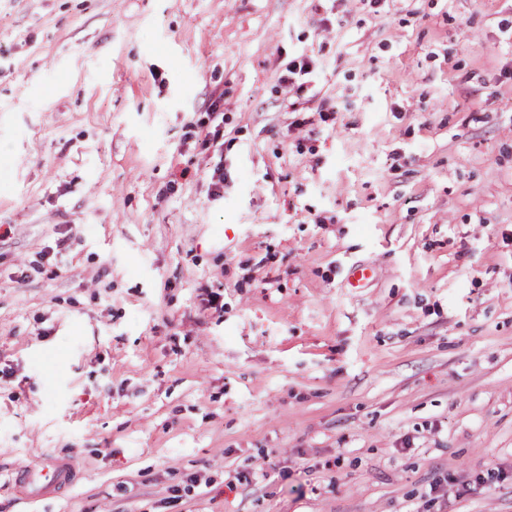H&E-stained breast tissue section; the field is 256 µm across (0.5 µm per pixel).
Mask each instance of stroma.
Returning a JSON list of instances; mask_svg holds the SVG:
<instances>
[{
	"label": "stroma",
	"mask_w": 512,
	"mask_h": 512,
	"mask_svg": "<svg viewBox=\"0 0 512 512\" xmlns=\"http://www.w3.org/2000/svg\"><path fill=\"white\" fill-rule=\"evenodd\" d=\"M0 173V512H512V0H0ZM319 66L313 55L304 52L297 56L288 58L279 72L278 80L288 86L297 87V91L308 88L313 91L311 98H315L320 92L317 90ZM22 475L16 478L27 491L29 498L43 497L51 490L61 489L73 480L71 464L62 459L51 458L31 462L21 467Z\"/></svg>",
	"instance_id": "35a3bbf8"
}]
</instances>
